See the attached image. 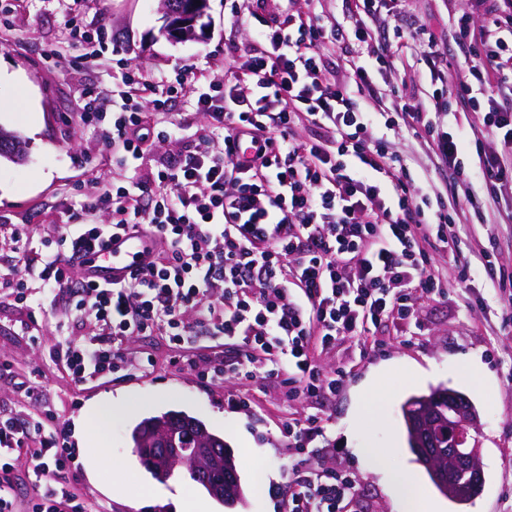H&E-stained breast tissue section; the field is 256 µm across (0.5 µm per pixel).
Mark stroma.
I'll list each match as a JSON object with an SVG mask.
<instances>
[{"label":"stroma","instance_id":"35a3bbf8","mask_svg":"<svg viewBox=\"0 0 512 512\" xmlns=\"http://www.w3.org/2000/svg\"><path fill=\"white\" fill-rule=\"evenodd\" d=\"M226 0H209L199 37L169 39L159 0H75L72 9L82 17L104 22L119 35L120 54L100 56L84 67L72 66L83 49L64 36L65 17L58 0H20L10 28L0 30V127L18 133L30 144L29 159L17 165L0 158V224L28 225L40 237L67 220L59 200L72 195L76 183L125 184L134 169L112 163L103 144V123L79 118V92L93 86H118L122 64L153 74H170L192 66L200 83L223 81L231 62L224 44L249 40L246 26H232ZM471 0H409L410 15L418 17L439 38H447L454 16L470 10ZM57 44L59 61L44 64L46 45ZM393 152L412 160V173L430 196H456L458 187L447 170L434 166L428 148L406 128L389 131ZM473 202L456 217L459 234L454 248L434 242L428 248L432 266L448 274V293L440 299L418 298L419 320L398 322L385 332L384 350L369 359L359 357L352 341L321 359L326 370L350 369L342 391L319 406L292 403L279 410L274 388L227 381L221 387L202 385L195 374L169 361L167 342L156 335L135 336L132 349L152 354L155 372L133 380L92 384L72 397L69 377L49 352L57 342L56 321L66 320L62 306L37 315V326L26 330L14 307L0 304V358L18 372L39 368L48 388L40 399L17 406L20 416L55 410L67 429L111 404L126 408L123 415L99 420L103 440L78 445L82 469L77 482L89 494L92 507L106 512H175L179 486H191L184 470L159 481L146 471L133 451L132 428L143 418L169 410L183 411L203 421L224 439L234 456L244 489L242 501L228 506L211 501L209 512H273L266 489L285 480L288 455L280 433L284 414L304 416L320 411L328 420L326 458L355 473L359 497L350 512H512V290H492L479 262L488 255L512 268V210L494 208L478 182L469 189ZM467 274L460 290L459 272ZM464 393L476 408L484 480L468 503L457 504L439 492L407 444L402 406L413 395L437 386ZM246 392L259 406L256 415L230 411L229 393ZM384 454L374 465L368 449Z\"/></svg>","mask_w":512,"mask_h":512}]
</instances>
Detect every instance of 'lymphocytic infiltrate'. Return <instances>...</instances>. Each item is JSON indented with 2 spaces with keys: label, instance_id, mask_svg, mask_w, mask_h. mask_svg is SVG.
Masks as SVG:
<instances>
[{
  "label": "lymphocytic infiltrate",
  "instance_id": "1",
  "mask_svg": "<svg viewBox=\"0 0 512 512\" xmlns=\"http://www.w3.org/2000/svg\"><path fill=\"white\" fill-rule=\"evenodd\" d=\"M475 2L486 21L454 18L451 60L436 34L408 16L406 0H346L351 28L326 25L319 12L271 15L266 0H230L233 23L253 24L254 37L244 46L225 43L233 68L194 102L209 121L196 130L193 150L156 159L131 185L97 188L96 207L110 223L69 203L67 222L37 240L26 225L1 224L14 264L0 275V298L30 311L32 279L49 286L53 302L77 321L73 329L56 326L53 356L78 388L153 372V358L126 341L159 334L176 362L206 384L233 378L274 387L288 400L335 397L347 371L326 372L323 353L351 339L361 356L374 354L386 322L414 316L416 296L447 292L425 244L433 236L447 242L453 218L432 210L384 129L401 125L431 138L435 157L462 183L460 154L473 143L492 202L512 198V0ZM387 18L392 30L375 32ZM65 33L90 59L119 45L106 27L78 16ZM413 43L432 88L428 103H398L380 116L366 111L364 100L382 95L376 75ZM333 51L348 63L343 74L331 65ZM364 55L370 65L361 64ZM194 77L189 66L171 78L126 73L106 130L117 165L171 137L154 115ZM144 99L152 112L142 111ZM456 108L476 122L440 127L437 115ZM489 140L499 149H487ZM120 236L152 242L139 266L106 287L78 273L82 254ZM326 429L317 414L284 422L288 480L268 488L275 512H343L357 496L355 476L331 466L319 448ZM21 459L33 491L24 503L15 475ZM80 467L52 411L24 418L0 405V512H89L72 479Z\"/></svg>",
  "mask_w": 512,
  "mask_h": 512
}]
</instances>
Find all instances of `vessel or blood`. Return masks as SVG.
Segmentation results:
<instances>
[{
  "mask_svg": "<svg viewBox=\"0 0 512 512\" xmlns=\"http://www.w3.org/2000/svg\"><path fill=\"white\" fill-rule=\"evenodd\" d=\"M149 248V242L144 240L115 241L85 253L81 258V269L86 277L108 284L140 265Z\"/></svg>",
  "mask_w": 512,
  "mask_h": 512,
  "instance_id": "1",
  "label": "vessel or blood"
}]
</instances>
